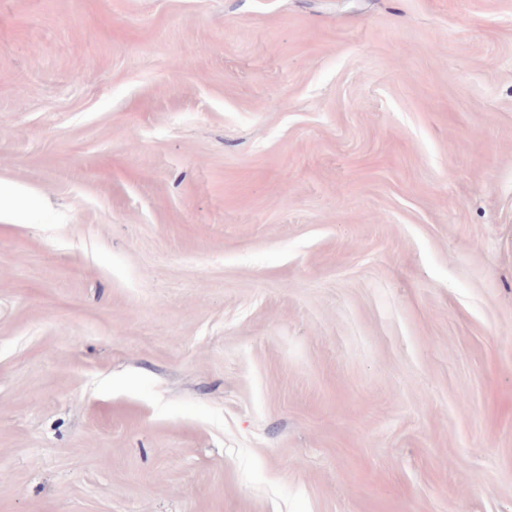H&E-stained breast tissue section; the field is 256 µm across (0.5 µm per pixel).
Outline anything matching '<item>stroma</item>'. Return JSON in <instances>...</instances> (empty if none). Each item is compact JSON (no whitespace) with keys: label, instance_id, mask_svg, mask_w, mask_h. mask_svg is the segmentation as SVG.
<instances>
[{"label":"stroma","instance_id":"stroma-1","mask_svg":"<svg viewBox=\"0 0 512 512\" xmlns=\"http://www.w3.org/2000/svg\"><path fill=\"white\" fill-rule=\"evenodd\" d=\"M0 512H512V0H0Z\"/></svg>","mask_w":512,"mask_h":512}]
</instances>
